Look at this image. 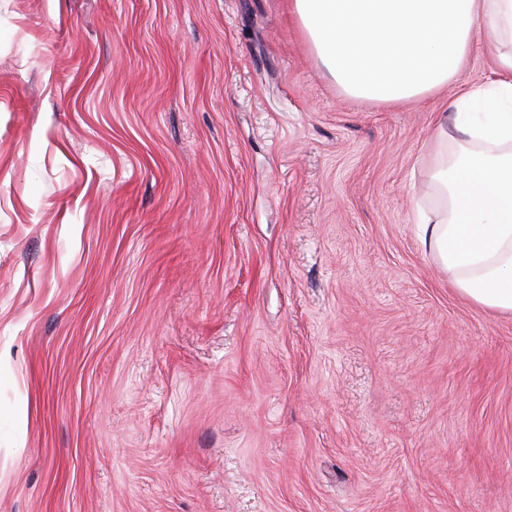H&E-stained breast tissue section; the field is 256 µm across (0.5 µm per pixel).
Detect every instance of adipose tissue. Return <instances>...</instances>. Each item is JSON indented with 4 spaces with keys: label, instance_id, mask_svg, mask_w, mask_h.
<instances>
[{
    "label": "adipose tissue",
    "instance_id": "adipose-tissue-1",
    "mask_svg": "<svg viewBox=\"0 0 512 512\" xmlns=\"http://www.w3.org/2000/svg\"><path fill=\"white\" fill-rule=\"evenodd\" d=\"M317 57L347 93L409 102L458 79L476 35L494 51L496 81L463 85L440 113L428 159L441 203L417 236L461 295L512 313V0H292ZM482 106L488 118L472 123ZM460 150L449 154V142Z\"/></svg>",
    "mask_w": 512,
    "mask_h": 512
}]
</instances>
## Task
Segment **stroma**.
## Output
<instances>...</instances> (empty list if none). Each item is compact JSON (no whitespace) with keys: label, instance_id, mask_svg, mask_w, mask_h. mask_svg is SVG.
<instances>
[{"label":"stroma","instance_id":"stroma-1","mask_svg":"<svg viewBox=\"0 0 512 512\" xmlns=\"http://www.w3.org/2000/svg\"><path fill=\"white\" fill-rule=\"evenodd\" d=\"M456 93L290 0H0V512H512V314L415 234Z\"/></svg>","mask_w":512,"mask_h":512}]
</instances>
